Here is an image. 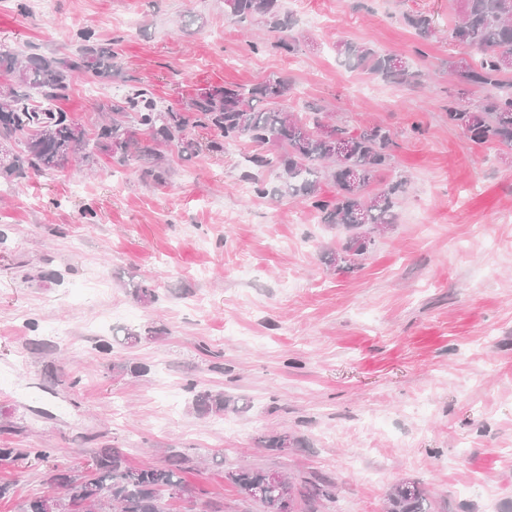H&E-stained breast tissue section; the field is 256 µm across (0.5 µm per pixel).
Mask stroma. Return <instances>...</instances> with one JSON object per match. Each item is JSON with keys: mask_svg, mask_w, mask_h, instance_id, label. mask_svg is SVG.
<instances>
[{"mask_svg": "<svg viewBox=\"0 0 512 512\" xmlns=\"http://www.w3.org/2000/svg\"><path fill=\"white\" fill-rule=\"evenodd\" d=\"M17 3L0 0V43L19 53H74L83 27L117 52L125 82L77 76L56 102L87 132L130 80L164 106L285 75L294 111L389 128L381 179L407 185L391 233L335 271L323 256L336 230L289 197L253 194L247 159L260 148L246 139L189 161L169 151L164 186L105 155L0 179V448L53 451L0 465V512H24L55 472L85 473L104 446L136 467L189 456L166 512H263L225 478L245 464L288 475L299 493L334 482L333 500L301 512H386L403 480L425 489L430 512H512V149L448 124L449 97L484 96L448 79L449 59L481 56L450 36L457 0H280L292 53L252 51L224 0H51L43 13ZM417 12L432 38L403 24ZM340 42L408 57L430 82L349 67ZM141 282L157 302L136 297ZM56 324L66 341L50 335ZM154 327L156 338L122 341ZM191 381L243 410L192 412ZM283 432L299 447H263Z\"/></svg>", "mask_w": 512, "mask_h": 512, "instance_id": "1", "label": "stroma"}]
</instances>
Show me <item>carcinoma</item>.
Masks as SVG:
<instances>
[{
	"label": "carcinoma",
	"mask_w": 512,
	"mask_h": 512,
	"mask_svg": "<svg viewBox=\"0 0 512 512\" xmlns=\"http://www.w3.org/2000/svg\"><path fill=\"white\" fill-rule=\"evenodd\" d=\"M280 0H224V12L240 22L262 23L274 42H253L289 53L295 45L289 32L292 22L281 11ZM404 23L421 39L434 31L431 17L406 14ZM451 38L482 50L475 64L449 60L448 73L456 80L490 92L477 105L448 98V124L476 144L497 143L512 148V0H461ZM79 49L73 55L22 56L0 43V75L9 78L0 92V141H13L20 150L0 163V178L11 181L27 170L52 171L72 162L90 164L97 154L125 164L140 163L142 176L164 185L169 176L167 151L191 159L202 150L212 152L242 138L266 148L250 163L260 170L279 174L283 182L270 191L257 176H248L260 197L270 194L298 197L320 221L342 229L340 247L328 253L326 264L352 269L371 252L395 221L394 207L406 181L398 179L382 188L370 189L378 173L392 162L393 139L389 129L373 125L347 131L324 121V116L304 118L288 109L291 84L286 77L267 78L249 88L237 84L204 89L182 106H160L147 87L133 86L111 101L98 104L106 114L90 137L71 113L53 105L75 75L98 81H125L116 53L103 46L90 28L76 32ZM337 54L352 67H362L382 79L405 87L419 84L421 74L403 57L381 54L365 45L340 43ZM47 105L36 107L33 95ZM207 129L214 139L202 145L191 134ZM333 184L336 193L327 199L322 182ZM193 406L200 415H222L233 403L220 391L196 390ZM264 447L281 451L296 448L299 441L287 433L263 440ZM50 448H0V462L34 456L44 461ZM183 458L163 466L132 467L118 452L104 448L93 458L84 475L57 474L54 493H42L28 503L26 512H162L163 495H174L184 485L180 472ZM271 470L239 467L225 479L244 492L268 484ZM387 512H428V500L414 482L393 485L387 495Z\"/></svg>",
	"instance_id": "cac0c4a2"
}]
</instances>
